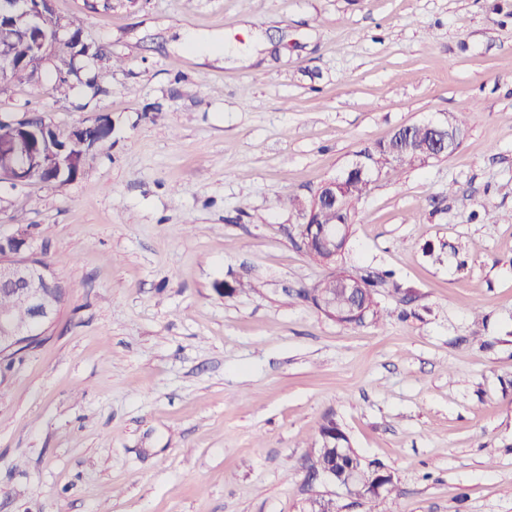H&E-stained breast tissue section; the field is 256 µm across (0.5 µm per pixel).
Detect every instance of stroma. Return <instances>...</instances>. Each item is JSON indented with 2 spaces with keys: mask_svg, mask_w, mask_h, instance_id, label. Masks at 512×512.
I'll return each mask as SVG.
<instances>
[{
  "mask_svg": "<svg viewBox=\"0 0 512 512\" xmlns=\"http://www.w3.org/2000/svg\"><path fill=\"white\" fill-rule=\"evenodd\" d=\"M53 5L103 88L15 81L0 118L112 135L67 185L0 180V235L23 213L69 288L0 368V512H512V0ZM444 113L460 147L353 217L345 261L393 273L385 323L326 318L289 198ZM330 419L386 498L308 484Z\"/></svg>",
  "mask_w": 512,
  "mask_h": 512,
  "instance_id": "stroma-1",
  "label": "stroma"
}]
</instances>
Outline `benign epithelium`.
I'll list each match as a JSON object with an SVG mask.
<instances>
[{
    "label": "benign epithelium",
    "instance_id": "benign-epithelium-1",
    "mask_svg": "<svg viewBox=\"0 0 512 512\" xmlns=\"http://www.w3.org/2000/svg\"><path fill=\"white\" fill-rule=\"evenodd\" d=\"M51 6V0H0V70L5 73L24 75L32 81H38L40 73L31 72L24 62L3 47L10 39L27 42L31 50L44 57L45 62L54 66L60 78L68 77L67 66L54 56V41L61 38V32L68 27L61 25L54 32H47L42 26L44 8ZM432 131L433 139L425 151L413 153L411 131L413 125H406L397 130L400 145L392 154L395 160H402L405 155H413L414 160L426 162L439 158L450 152L461 138L454 119L443 117L425 122ZM18 139L9 143L0 142V153H5L7 165L0 168V178L14 183H26L40 174L43 166L42 153L55 157L57 169L69 164L68 142L78 136L86 138L88 144L86 157L93 155L98 141L87 137L89 127L67 126L61 130L34 117L17 125ZM360 176L379 179L383 171L376 168L370 158L360 153L347 173L325 181L311 196L300 204L302 225L298 236L307 235L310 224H316L321 211L330 205L342 207L346 180L352 172ZM346 232L336 230V226L321 228L319 238L322 249L334 254ZM29 229L19 226L11 235L0 237V287L12 291V296L29 310L25 321L14 319L7 311L0 312V357L6 358L16 349L42 339L55 325L59 317L61 304L55 298L58 279L40 258L29 252ZM328 430L320 434L319 447L333 448L338 456H352V449L336 440V424L326 423ZM356 469L347 468V475L337 476L336 472L322 470L313 474L321 476L328 483L340 489L343 494L354 500L363 497L355 482Z\"/></svg>",
    "mask_w": 512,
    "mask_h": 512
}]
</instances>
